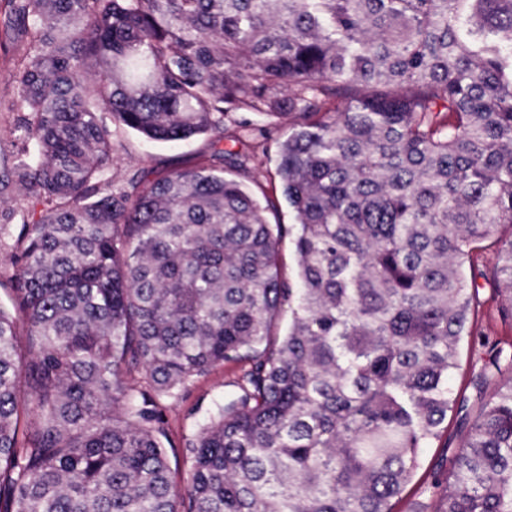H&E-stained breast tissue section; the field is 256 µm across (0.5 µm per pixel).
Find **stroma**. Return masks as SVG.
<instances>
[{"label":"stroma","instance_id":"1","mask_svg":"<svg viewBox=\"0 0 512 512\" xmlns=\"http://www.w3.org/2000/svg\"><path fill=\"white\" fill-rule=\"evenodd\" d=\"M288 133L287 119L272 120L256 112H234L224 121V147L236 151L242 167L225 169V176L241 182L256 200L271 196L274 210L268 211L269 223H294L295 213L282 193L277 177V148ZM210 153L209 139L202 136L177 144H161L144 136L122 130L112 138V156L108 171L115 184H123L135 172L189 168L201 164ZM14 218L0 231V306L9 307V279L14 273L11 246L24 219L30 218L32 200L22 187H15L10 196ZM240 366L227 363L196 379L181 397L162 403L160 409L166 422L168 440L165 444L168 462L177 478H185L190 461L183 453V438L198 431L210 415L215 403L232 398L242 375ZM460 416L449 413L448 429L431 448L423 452V464L405 489L394 512H423L434 491L435 480L444 478L458 446L457 426Z\"/></svg>","mask_w":512,"mask_h":512}]
</instances>
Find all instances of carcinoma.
<instances>
[{"label": "carcinoma", "instance_id": "cac0c4a2", "mask_svg": "<svg viewBox=\"0 0 512 512\" xmlns=\"http://www.w3.org/2000/svg\"><path fill=\"white\" fill-rule=\"evenodd\" d=\"M35 200L0 309V512H393L463 412L430 512H512V0H6ZM288 92V100L281 98ZM288 117L283 226L224 176V116ZM207 163L112 188V126ZM288 313V333L271 334ZM224 362L242 394L185 438L156 407ZM479 294L484 302V317L481 324L483 331L490 341L498 339H508L512 337V322L504 324L497 312L498 299L493 288L486 284L483 278H478ZM483 351L482 339L479 338V336L476 337L474 341L470 340L469 343H465L462 356L463 366L458 372L454 382L456 390L459 389L460 391H463L462 394L469 398L470 403L474 400V393L471 387L468 386V369L471 366L472 361L475 360L479 353Z\"/></svg>", "mask_w": 512, "mask_h": 512}]
</instances>
